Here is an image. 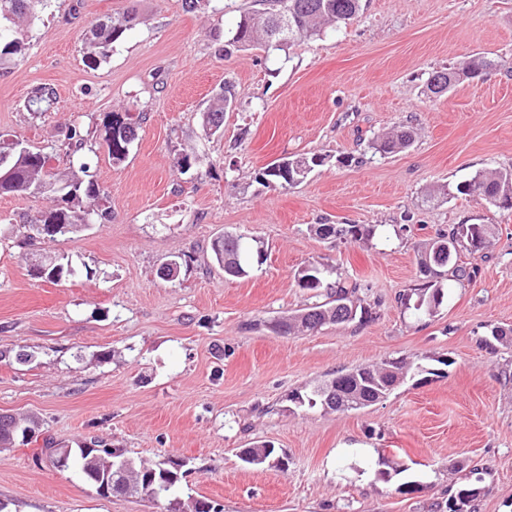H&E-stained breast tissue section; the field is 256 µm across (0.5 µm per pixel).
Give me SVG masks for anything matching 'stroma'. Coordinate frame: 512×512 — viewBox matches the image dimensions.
<instances>
[{"instance_id":"1","label":"stroma","mask_w":512,"mask_h":512,"mask_svg":"<svg viewBox=\"0 0 512 512\" xmlns=\"http://www.w3.org/2000/svg\"><path fill=\"white\" fill-rule=\"evenodd\" d=\"M135 8L142 22L89 67L90 25ZM258 0H48L20 21L22 62L0 70V134L52 155L87 160L111 219L48 242L26 236L50 204L0 196V413L35 419L34 438L0 449L4 512H451L456 488H479L476 512H512V210L458 193L476 172L512 169V0H361L357 17L285 52L225 50V36ZM476 55L494 69L443 95L429 74ZM235 100L222 136L201 114L224 83ZM54 109L34 116L33 88ZM113 111L137 137L113 163L102 141ZM93 133L72 154L71 124ZM412 126L391 154L373 138ZM197 161L181 171L182 154ZM307 154L323 165L300 184L266 187L256 173ZM444 185L447 195L430 197ZM320 224H373L368 241L316 235ZM489 224L473 281L446 277L430 315L401 296L422 281L418 258L440 231ZM241 234L262 250L232 278L211 244ZM69 254L75 275L51 283L30 263ZM178 260L175 279L157 275ZM310 263L357 281L371 320L282 335L270 324L310 305L295 276ZM402 359L420 366L382 402L332 412L291 401L340 371ZM96 441L126 458H168L183 477L170 499L99 496L78 471L37 455L44 439ZM274 445L286 468L245 464L243 449ZM413 482L417 491L404 492Z\"/></svg>"}]
</instances>
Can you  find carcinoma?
Listing matches in <instances>:
<instances>
[{
    "instance_id": "obj_1",
    "label": "carcinoma",
    "mask_w": 512,
    "mask_h": 512,
    "mask_svg": "<svg viewBox=\"0 0 512 512\" xmlns=\"http://www.w3.org/2000/svg\"><path fill=\"white\" fill-rule=\"evenodd\" d=\"M45 0H0V20L14 21L35 17L37 7ZM275 5L260 11L241 15L227 45L238 49H258L265 53L286 51L302 38H310L325 33L351 21L361 8L360 0H274ZM288 23V39L281 46L276 42L283 34H273L278 18ZM137 22L135 10L130 9L107 21H97L90 27L84 39L83 53L85 62L97 66L106 61L115 43L121 41ZM23 59V43L13 35L12 29L0 26V69L17 65ZM497 63L485 56H474L453 69H441L431 73L428 88L438 95L461 80V77L482 74ZM56 98L52 91L38 87L28 97L27 111L38 114L49 111ZM232 103V93L223 87L210 99L202 112L203 127L210 136L220 135L224 130V112ZM137 126L128 112H112L104 123V142L113 162L123 161L129 154L136 138ZM414 140L410 129H396L391 134L372 142L371 148L382 153H391L409 147ZM9 153L5 170L12 171L9 178L0 181V196L36 192L45 195L52 206L42 212L28 229L36 237L55 241L60 237L75 235L84 230V226L102 222L109 217L107 209L102 207L103 196L98 184L89 175V166L83 162L77 167L56 170L50 166V156L38 149L23 147L19 139L0 141V153ZM324 158L319 155H301L292 159L293 170H283L272 163L262 170L259 180L268 186L286 187L290 180H303L302 172L322 165ZM465 195L477 196L489 204L498 207L502 197L512 193V171L478 172L456 187ZM320 236L336 235L346 240L368 239L375 234V226L366 224H320L315 229ZM491 225L459 224L438 236L421 253L418 259L420 273L426 278L421 287L413 293L402 296L404 305H410L416 299L420 304L414 306L417 311L431 314L443 303L444 283L439 281L442 273L450 270L457 277L472 279L477 270L469 271L460 265L463 253L475 254L474 240L482 244L489 243ZM215 261L224 268V274L241 278L249 275L254 259L260 255L259 249L241 236L224 234L212 242ZM44 280L55 283L63 275L72 276L76 269L71 257L64 254H44ZM332 269L311 263L298 272L299 287L317 291L324 287ZM359 285L355 282H336L327 294V300L313 303L288 315V329L285 333L307 334L315 332L316 322L329 320L336 322L335 306L346 302L357 304L356 293ZM409 363L401 360L390 370V364L383 363L374 367H360L337 375L323 383L334 386V404L326 408L335 412H345L366 408L380 402L391 391V386L405 379L411 373ZM21 423L11 414H0V447L15 445ZM68 456L69 464L77 468L88 480L109 470L112 463H130L119 448H99L97 444L66 450L58 444L45 441L40 456L58 466L63 456ZM128 487L122 493L141 491L154 499L167 497L176 482H171L154 490H147L135 482L133 474L126 476Z\"/></svg>"
}]
</instances>
